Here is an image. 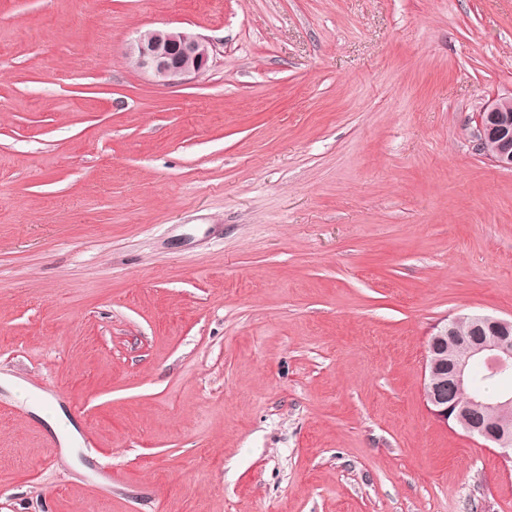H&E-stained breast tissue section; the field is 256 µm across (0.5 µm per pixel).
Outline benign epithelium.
<instances>
[{"instance_id":"benign-epithelium-1","label":"benign epithelium","mask_w":512,"mask_h":512,"mask_svg":"<svg viewBox=\"0 0 512 512\" xmlns=\"http://www.w3.org/2000/svg\"><path fill=\"white\" fill-rule=\"evenodd\" d=\"M210 43L188 31L147 29L138 32L128 57L155 82L169 85L204 73L210 59ZM475 149L498 167L512 170V97L489 104L475 119L471 133ZM486 366L488 375L512 372V319L471 316V332L455 335L449 324L428 341L422 379L424 399L441 422H453L471 435L500 449L512 463V432L501 426L499 415L512 410V392L486 400H459L472 387V365Z\"/></svg>"}]
</instances>
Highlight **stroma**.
I'll return each mask as SVG.
<instances>
[{
	"mask_svg": "<svg viewBox=\"0 0 512 512\" xmlns=\"http://www.w3.org/2000/svg\"><path fill=\"white\" fill-rule=\"evenodd\" d=\"M510 95L512 0H0V512H512L421 389L512 318ZM210 48L207 40L192 32L147 29L138 32L127 55L139 70L150 73L155 82L169 85L204 73ZM471 138L477 151L512 170V97L500 98L480 112Z\"/></svg>",
	"mask_w": 512,
	"mask_h": 512,
	"instance_id": "1",
	"label": "stroma"
}]
</instances>
